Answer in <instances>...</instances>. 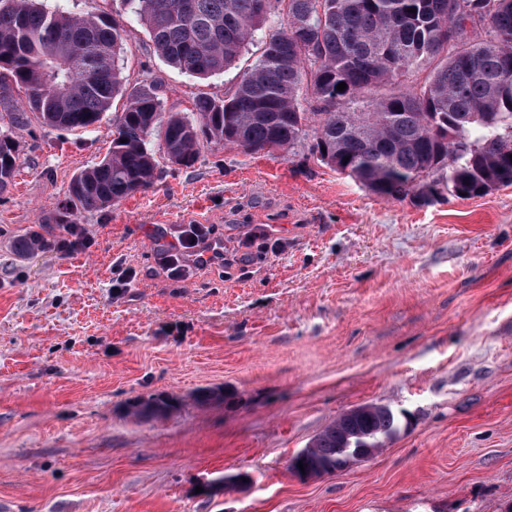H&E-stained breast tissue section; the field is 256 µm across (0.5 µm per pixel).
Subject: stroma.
<instances>
[{"mask_svg": "<svg viewBox=\"0 0 512 512\" xmlns=\"http://www.w3.org/2000/svg\"><path fill=\"white\" fill-rule=\"evenodd\" d=\"M66 6L125 31L127 87L151 72L168 112L223 96L260 56L199 79L154 51L124 0ZM121 109L90 132L31 123L0 194V512H507L512 186L389 200L294 155L212 145L79 215L74 253L15 255L27 230L64 235L70 183L108 153ZM185 224L208 227L227 263L171 276L161 254ZM210 392L233 401L201 403ZM165 397L176 410L130 412ZM372 403L401 420L380 453L292 473Z\"/></svg>", "mask_w": 512, "mask_h": 512, "instance_id": "1", "label": "stroma"}]
</instances>
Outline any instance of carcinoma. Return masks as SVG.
Returning a JSON list of instances; mask_svg holds the SVG:
<instances>
[{
	"label": "carcinoma",
	"instance_id": "obj_1",
	"mask_svg": "<svg viewBox=\"0 0 512 512\" xmlns=\"http://www.w3.org/2000/svg\"><path fill=\"white\" fill-rule=\"evenodd\" d=\"M125 2L158 55L202 78L233 65L271 18L278 24L231 92L202 98L184 114L164 111L152 80L127 91L124 36L106 17L0 0V104L12 84L26 96L0 127V193L17 170L16 131L31 119L86 131L126 96L112 119L109 153L73 178L58 224L149 189L159 155L193 166L206 143L299 154L387 199H420L429 182L466 199L512 185V0ZM421 69L428 70L423 83H402ZM305 91L317 103L312 110L303 106ZM14 249L32 255L43 249L42 236L23 233ZM175 407L158 398L134 414ZM399 427L387 405L347 411L289 468L344 470L385 448Z\"/></svg>",
	"mask_w": 512,
	"mask_h": 512
}]
</instances>
